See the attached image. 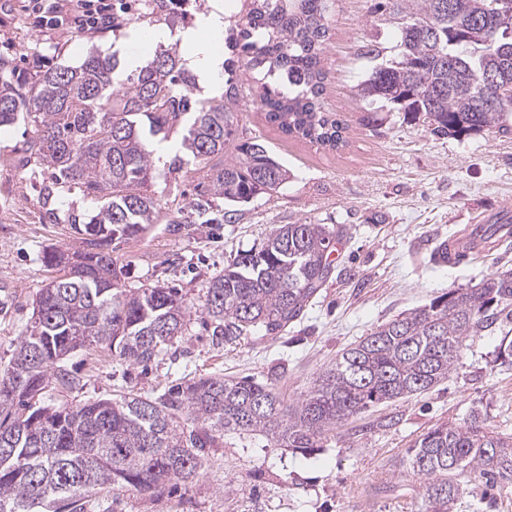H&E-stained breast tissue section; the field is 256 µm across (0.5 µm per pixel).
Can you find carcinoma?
I'll use <instances>...</instances> for the list:
<instances>
[{
    "label": "carcinoma",
    "mask_w": 512,
    "mask_h": 512,
    "mask_svg": "<svg viewBox=\"0 0 512 512\" xmlns=\"http://www.w3.org/2000/svg\"><path fill=\"white\" fill-rule=\"evenodd\" d=\"M191 0H112V30L144 31L145 22L186 27ZM334 0H239L224 24V91L206 98L199 76L179 53L181 39L145 56L134 70L120 53L88 55L76 66L35 65L31 77L6 73L0 60V127L23 119L31 137L21 165L36 159L48 178L41 195L55 216L60 188H76L95 208L70 212L86 248L46 252L62 271L36 295L31 320L0 367V512H91L109 494L154 493L169 481L191 483L204 452L224 432H259L277 444L311 451L337 423L375 405L429 391L454 367L473 336L512 322V270L374 328L345 348L308 393L285 403L273 385L248 378L192 377L158 396L126 393L75 406L37 404L57 385L73 389L77 373L62 360L95 346L148 365L188 333L191 306L179 289L120 284L115 239L131 238L161 210L151 187L159 176L155 144L180 140L164 164L176 179L192 165L203 216L224 200L220 216L278 191L288 170L258 139L239 131L241 107L296 140L328 150L343 146L345 123L325 101L323 55ZM415 18L395 29L393 55L361 83V96L418 120L435 137L462 139L512 132V0H378L382 21ZM343 234L324 224H280L259 248L244 250L208 282L201 305L212 345L257 330L277 334L298 321L331 275ZM425 477V512H450L463 493L452 480L471 469L512 481V436L489 430L473 411L443 424L409 449Z\"/></svg>",
    "instance_id": "obj_1"
}]
</instances>
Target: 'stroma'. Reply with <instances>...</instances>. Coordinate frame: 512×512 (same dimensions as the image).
Instances as JSON below:
<instances>
[{"label": "stroma", "mask_w": 512, "mask_h": 512, "mask_svg": "<svg viewBox=\"0 0 512 512\" xmlns=\"http://www.w3.org/2000/svg\"><path fill=\"white\" fill-rule=\"evenodd\" d=\"M21 0H0V59L16 76L33 63L77 66L90 51L124 45L111 29L40 31ZM371 0H335L324 54L325 97L346 125L345 143L329 151L283 136L253 106L241 125L263 140L290 179L277 193L242 206L232 224L149 225L113 242L112 255L129 288L161 283L200 304L208 282L240 251L259 245L280 224L342 228L334 271L304 316L287 331H259L216 348L202 313L187 336L142 368L101 349L67 357L82 386L56 393L57 403L116 398L129 391L158 395L188 377H249L274 384L285 401L303 397L337 355L371 329L451 288L512 269V240L486 257L451 268L432 261L435 247L512 201V133L487 131L440 139L382 103L366 105L359 85L374 62L362 55L379 42L391 57L394 27L373 21ZM372 122H365V115ZM29 129L0 130V364L30 321L36 293L57 270L44 251L84 245L70 224L45 217L40 184L21 168ZM504 330L470 338L447 380L428 392L384 403L326 432L310 453L280 447L255 432H228L207 449L200 477L169 482L159 494L120 493L114 512H421V478L408 450L442 424L480 412L486 426L512 436V358L499 354ZM454 479L465 490L452 512H512V482L486 484L470 470Z\"/></svg>", "instance_id": "35a3bbf8"}]
</instances>
